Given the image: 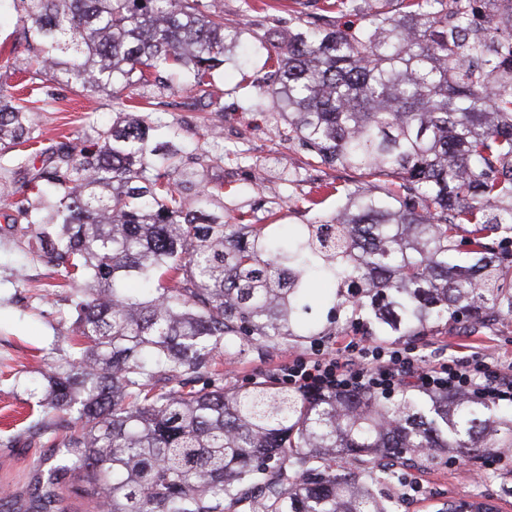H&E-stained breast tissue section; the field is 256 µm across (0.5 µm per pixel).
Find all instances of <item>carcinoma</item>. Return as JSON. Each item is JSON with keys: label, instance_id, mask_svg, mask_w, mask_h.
<instances>
[{"label": "carcinoma", "instance_id": "cac0c4a2", "mask_svg": "<svg viewBox=\"0 0 512 512\" xmlns=\"http://www.w3.org/2000/svg\"><path fill=\"white\" fill-rule=\"evenodd\" d=\"M48 80L109 91L201 87L238 34L211 0H4ZM343 28L298 17L288 39L254 36L271 98L335 214L285 244L265 224L224 223V146L187 152L153 112H120L33 157V113L0 95V169L27 170L16 202L62 269L83 346L54 366L43 407L61 455L38 474L29 512H64L72 480L103 512H388L373 472L452 448L512 447V425L461 393L368 391L310 400L269 379L226 390L209 373L240 340L262 350L296 336L317 277L339 288L353 326L419 336L441 321L512 315V0H334ZM467 236L458 238L460 229Z\"/></svg>", "mask_w": 512, "mask_h": 512}]
</instances>
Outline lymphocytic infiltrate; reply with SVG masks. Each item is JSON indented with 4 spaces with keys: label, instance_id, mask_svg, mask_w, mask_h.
<instances>
[{
    "label": "lymphocytic infiltrate",
    "instance_id": "1",
    "mask_svg": "<svg viewBox=\"0 0 512 512\" xmlns=\"http://www.w3.org/2000/svg\"><path fill=\"white\" fill-rule=\"evenodd\" d=\"M281 373L289 387L306 397L354 390L385 394L412 387L427 393L467 392L494 405L512 403V363L489 360L479 351L430 359L407 346L347 335L332 347L315 343Z\"/></svg>",
    "mask_w": 512,
    "mask_h": 512
}]
</instances>
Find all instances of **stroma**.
I'll use <instances>...</instances> for the list:
<instances>
[{
  "mask_svg": "<svg viewBox=\"0 0 512 512\" xmlns=\"http://www.w3.org/2000/svg\"><path fill=\"white\" fill-rule=\"evenodd\" d=\"M326 0H214L224 15V27L241 34V42L225 63L224 73L212 85L201 88L168 90L151 98L131 93L127 102L143 112H156L168 124L184 130V144L194 151L203 144L196 134L203 117L209 116L211 101H219L223 111L214 117L225 151L247 150L248 168L225 163L210 178L224 184V215H249L252 223L268 224L277 238L294 235L301 225L318 217L334 214L341 205L329 197L315 209H306L304 197L316 182H351L352 172L336 168L314 169L307 164V153L299 144L280 142L263 114L244 110L247 95L262 85L267 69L252 52V33L274 31L286 35L298 11L318 15ZM15 17L0 13V93L13 103L34 112L38 141L45 148L61 140L83 135L90 121L107 123L115 116L109 94L86 92L56 84L37 70L16 71L15 58L24 56L25 43L16 31ZM43 87L47 100L30 98L29 85ZM300 173L290 184L280 178L284 167ZM24 174L9 177L0 186V494H10L15 512H25L29 494L41 461L51 450L47 438L36 428L46 414L38 401L51 368L72 354V304L67 289L61 288V272L32 248L35 225L12 223L17 200L31 195ZM302 315L306 330L324 334L326 345L352 332L345 314L336 310L335 291L314 284ZM407 344L426 356L440 350L459 355L477 350L502 363L512 362V316H500L472 328L464 323H443L423 336H410ZM311 340H283L264 351L240 344L234 354L220 357L217 368L225 388L249 385L256 380L277 376L293 357L306 353ZM506 461L497 469H484L482 461L440 455L413 467L423 486L416 494L404 486L400 476L382 485L384 494L393 495L392 512H444L449 500L460 495L490 497L498 512H512V447L503 449ZM484 469L483 480L472 477Z\"/></svg>",
  "mask_w": 512,
  "mask_h": 512,
  "instance_id": "obj_1",
  "label": "stroma"
}]
</instances>
